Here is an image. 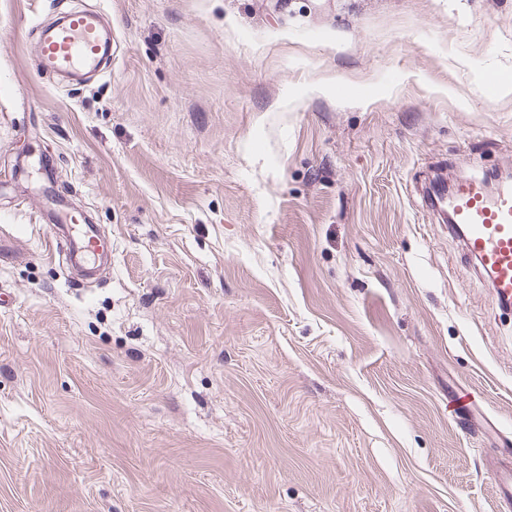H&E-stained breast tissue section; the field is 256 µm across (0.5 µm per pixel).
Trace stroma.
I'll list each match as a JSON object with an SVG mask.
<instances>
[{"instance_id": "stroma-1", "label": "stroma", "mask_w": 512, "mask_h": 512, "mask_svg": "<svg viewBox=\"0 0 512 512\" xmlns=\"http://www.w3.org/2000/svg\"><path fill=\"white\" fill-rule=\"evenodd\" d=\"M510 170L512 0H0V512H498L512 311L422 195ZM111 54L103 52L97 17L75 12L43 37L42 71L51 75H82L102 71ZM52 242L65 253L66 261L72 266L83 268L92 251L112 255L110 237L100 232L94 224H52L48 225Z\"/></svg>"}]
</instances>
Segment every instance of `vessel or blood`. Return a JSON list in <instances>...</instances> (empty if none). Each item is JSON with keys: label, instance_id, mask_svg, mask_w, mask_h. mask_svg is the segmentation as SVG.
Masks as SVG:
<instances>
[{"label": "vessel or blood", "instance_id": "b4317fda", "mask_svg": "<svg viewBox=\"0 0 512 512\" xmlns=\"http://www.w3.org/2000/svg\"><path fill=\"white\" fill-rule=\"evenodd\" d=\"M40 57L43 72L51 75L102 71L109 55L103 50L96 15L76 12L49 30L42 39ZM430 207L437 212L450 208L449 229L461 235L468 256L486 274L492 302L511 310L512 182L487 192L478 182L464 179L453 190L434 189ZM48 230L56 248L76 267H84L90 252L112 251L110 237L93 224H52ZM491 473L500 489L501 512H512V448L492 462Z\"/></svg>", "mask_w": 512, "mask_h": 512}]
</instances>
